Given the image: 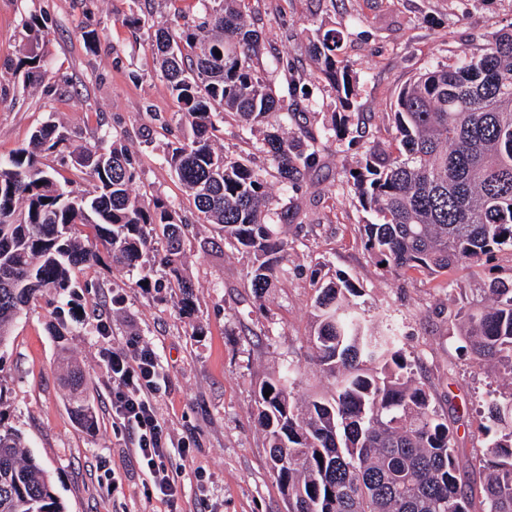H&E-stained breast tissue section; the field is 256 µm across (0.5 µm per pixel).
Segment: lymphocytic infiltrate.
Returning a JSON list of instances; mask_svg holds the SVG:
<instances>
[{"label":"lymphocytic infiltrate","instance_id":"f902f5d3","mask_svg":"<svg viewBox=\"0 0 512 512\" xmlns=\"http://www.w3.org/2000/svg\"><path fill=\"white\" fill-rule=\"evenodd\" d=\"M97 331L112 381V432L130 440L148 496L176 507L187 455L172 451L158 411L166 375L152 348L133 343L128 349H115L108 345L111 334L106 326L98 325Z\"/></svg>","mask_w":512,"mask_h":512}]
</instances>
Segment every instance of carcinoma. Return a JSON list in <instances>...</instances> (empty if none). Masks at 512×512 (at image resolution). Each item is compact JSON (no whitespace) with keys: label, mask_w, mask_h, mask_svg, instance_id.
Wrapping results in <instances>:
<instances>
[{"label":"carcinoma","mask_w":512,"mask_h":512,"mask_svg":"<svg viewBox=\"0 0 512 512\" xmlns=\"http://www.w3.org/2000/svg\"><path fill=\"white\" fill-rule=\"evenodd\" d=\"M200 2L195 25L157 27L134 10L125 22L149 30L186 131L166 162L198 222L251 257L247 286L260 299L290 274L289 243L276 230L288 223V209L273 206L268 175L298 185L316 171L319 150L308 132H285L296 117L286 101H295L297 84L287 82L284 99L257 71L260 38L247 23L246 0ZM26 26L30 47L15 70L33 83L45 75L43 25L34 15ZM337 50L336 32L328 31L312 53L318 77L347 111L355 86L349 69L337 65ZM390 117L392 141L371 146L348 178L362 209L377 218L362 225L376 264L396 277L439 275L512 249V31L420 73L399 92ZM219 118L261 131L257 150L272 171L254 167L248 154L217 148ZM64 152L91 188L68 190L57 181L48 160ZM138 174L136 158L119 141L108 149L83 144L55 121L0 160V348L32 305L71 296L76 271L98 262L102 249L112 265L136 270L146 287L178 289L183 311L192 310L181 231L187 220L173 201L134 194ZM311 285L308 343L325 384L301 392L286 367L260 384L255 400L288 512H512V278L496 277L480 297L448 305V329L461 350L511 380L485 403V429L495 438L483 450L478 496L464 489L468 458L397 334L353 302L355 279L344 273ZM53 319L58 357L67 361L63 308ZM66 385L76 421L93 427L82 371L70 369ZM0 512H64L49 474L1 412Z\"/></svg>","instance_id":"cac0c4a2"}]
</instances>
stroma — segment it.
<instances>
[{
	"label": "stroma",
	"mask_w": 512,
	"mask_h": 512,
	"mask_svg": "<svg viewBox=\"0 0 512 512\" xmlns=\"http://www.w3.org/2000/svg\"><path fill=\"white\" fill-rule=\"evenodd\" d=\"M136 6L133 0H0L1 158L53 119L87 143L106 134L120 137L140 160L135 192L185 202L165 162L184 130L147 30L125 22ZM137 7L159 24L177 15L190 21L201 11L199 0H142ZM33 14L43 21L39 51L47 75L27 86L14 66ZM249 20L262 36L260 73L283 91V57L295 64L305 88L301 117L289 124V133L304 126L319 137L321 165L309 181L297 188L272 185L278 204L294 215L293 223L280 228L292 244V275L256 301L246 286L248 259L225 246L210 225L193 222L185 230L195 284L191 314H183L178 289L136 287V273L106 257L79 272L83 286L70 305L102 306L112 346L134 336L156 352L167 375L159 413L173 444L185 447L188 456L178 512H286L254 400L267 375L286 364L297 368L300 390L313 383L307 336L314 274L327 280L347 273L358 280L360 309L397 329L457 446L467 451L470 478H477L488 436L476 411L503 381L477 370L458 351L439 308L449 289L468 295L492 278L512 276V251L435 278H395L377 268L364 248L359 227L371 217L349 192L347 178L370 146L392 139L387 115L399 91L420 72L469 54L482 37L512 29V0H251ZM93 28L105 35L91 51L82 34ZM329 30L340 35V59L355 82L352 120L341 141L322 136L338 103L329 83L316 79L312 57L313 44ZM52 309L43 301L33 306L0 354V420L23 434L65 512H169L166 503L148 498L129 444L112 433L103 344L94 321L78 317L70 321L67 343L87 378L95 426L82 428L71 416L49 330ZM105 467L116 476L107 491L99 486ZM199 471L208 479L203 498L196 488Z\"/></svg>",
	"instance_id": "35a3bbf8"
}]
</instances>
